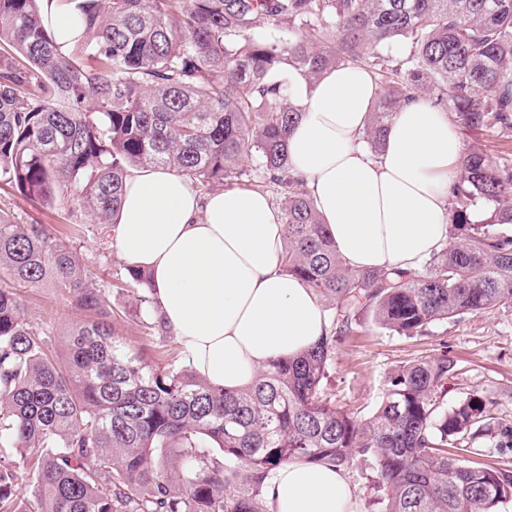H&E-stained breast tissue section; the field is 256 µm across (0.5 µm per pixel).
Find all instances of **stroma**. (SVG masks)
I'll list each match as a JSON object with an SVG mask.
<instances>
[{"instance_id":"35a3bbf8","label":"stroma","mask_w":512,"mask_h":512,"mask_svg":"<svg viewBox=\"0 0 512 512\" xmlns=\"http://www.w3.org/2000/svg\"><path fill=\"white\" fill-rule=\"evenodd\" d=\"M10 208L19 221L38 222L49 230H66V241L91 272L97 284L109 286L125 274V265L106 245L107 231L84 212L68 213L34 208L24 197L0 185V206ZM112 302L129 313L118 325L129 349L143 353L145 362L157 364L160 346H177L174 335H149L139 312L129 309V294L111 293ZM25 311L49 333L56 346L76 322L66 297L53 283L28 289ZM456 363V376L447 385L445 407L470 394L492 399L496 422L512 426V301L480 313L435 323L426 336H399L365 323L338 345L331 365L328 389L338 406L368 415L381 399L386 377L400 363L435 354L440 344Z\"/></svg>"}]
</instances>
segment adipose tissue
<instances>
[{
    "label": "adipose tissue",
    "instance_id": "adipose-tissue-1",
    "mask_svg": "<svg viewBox=\"0 0 512 512\" xmlns=\"http://www.w3.org/2000/svg\"><path fill=\"white\" fill-rule=\"evenodd\" d=\"M61 51L81 36L75 0H40ZM379 92L362 66L327 71L314 84L294 75L288 93L302 111L287 139L293 176L314 199L337 251L356 269L420 270L448 240L446 203L462 141L425 101L404 105L384 149L364 140ZM284 216L268 194L227 187L201 194L166 168L125 181L111 244L147 272L157 315L212 386L239 390L272 361L299 354L322 335L315 293L280 272ZM341 467L291 461L272 476L270 512H356Z\"/></svg>",
    "mask_w": 512,
    "mask_h": 512
}]
</instances>
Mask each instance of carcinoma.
Listing matches in <instances>:
<instances>
[{
    "label": "carcinoma",
    "instance_id": "1",
    "mask_svg": "<svg viewBox=\"0 0 512 512\" xmlns=\"http://www.w3.org/2000/svg\"><path fill=\"white\" fill-rule=\"evenodd\" d=\"M79 10L82 41L63 54L38 0H0V183L107 226L134 169L164 166L204 191L259 171L285 219L279 267L328 303V328L236 392L213 387L181 350L150 366L116 331L124 311L63 239L0 207V512H268L281 464L346 468L358 455L374 462L380 512L512 504V468L471 459L491 433L511 451L512 427L491 426L482 396L441 406L456 373L447 346L393 369L367 417L324 387L366 311L417 336L512 300V153L462 152L449 243L412 272L351 268L285 150L301 117L288 72L314 83L346 63L381 88L365 131L375 154L401 105L430 91L462 132L511 141L512 0H82ZM303 25L317 43L295 33ZM402 38L411 49L397 59L387 48ZM477 199L501 222H472ZM48 279L82 314L60 355L21 298ZM123 283L143 326L165 332L147 275L128 269ZM29 472L33 492L21 498Z\"/></svg>",
    "mask_w": 512,
    "mask_h": 512
}]
</instances>
